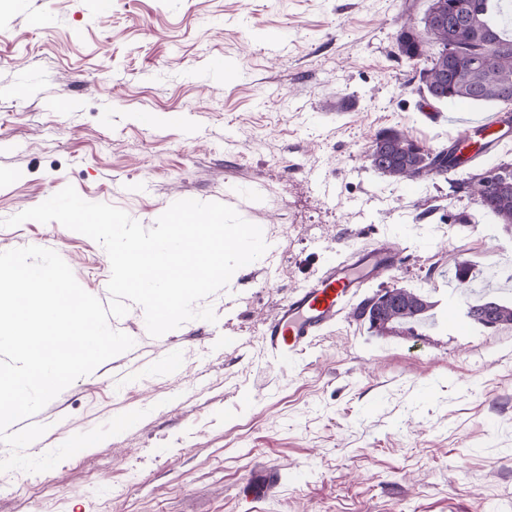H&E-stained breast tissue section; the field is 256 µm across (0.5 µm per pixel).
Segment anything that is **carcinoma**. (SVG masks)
Returning a JSON list of instances; mask_svg holds the SVG:
<instances>
[{
  "label": "carcinoma",
  "mask_w": 512,
  "mask_h": 512,
  "mask_svg": "<svg viewBox=\"0 0 512 512\" xmlns=\"http://www.w3.org/2000/svg\"><path fill=\"white\" fill-rule=\"evenodd\" d=\"M446 3V10L456 14V20L443 23L438 33L405 25L397 36V56L408 61L426 59L428 65L422 72L430 74V81L425 83V92L434 101L505 103L500 85L512 86V30L502 20L503 0ZM453 155L452 149L432 150L394 129L379 131L369 150L371 166L394 181L451 171ZM484 180L483 172L466 179L471 185H483L478 205L500 223L512 225V178L490 184ZM374 300L373 296L366 298L356 316L379 336L415 335L433 307L421 294L406 288L396 289V295L381 304ZM489 305L492 324H512L511 302L485 299L468 306L467 315L482 324Z\"/></svg>",
  "instance_id": "cac0c4a2"
}]
</instances>
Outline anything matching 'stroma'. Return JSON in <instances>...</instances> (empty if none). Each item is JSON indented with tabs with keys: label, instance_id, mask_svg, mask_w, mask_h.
<instances>
[{
	"label": "stroma",
	"instance_id": "35a3bbf8",
	"mask_svg": "<svg viewBox=\"0 0 512 512\" xmlns=\"http://www.w3.org/2000/svg\"><path fill=\"white\" fill-rule=\"evenodd\" d=\"M0 0V252H57L110 303L104 248L58 222L6 220L73 186L153 227L181 199L220 202L271 248L205 298L215 321L154 337L143 308L109 320L133 350L176 352L181 371L121 353L48 402L37 457L136 407L125 432L53 469L0 472V512H512V325L377 336L345 311L279 362L262 333L288 296L353 249L403 247L363 288L440 301L456 285L512 301L493 262L512 226L462 180L512 162V143L467 170L393 181L368 158L395 128L448 147L494 104L451 111L420 93L422 62L396 55L427 0ZM183 115L184 124L172 123ZM259 465L282 482L243 496Z\"/></svg>",
	"mask_w": 512,
	"mask_h": 512
}]
</instances>
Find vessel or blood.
<instances>
[{
  "label": "vessel or blood",
  "mask_w": 512,
  "mask_h": 512,
  "mask_svg": "<svg viewBox=\"0 0 512 512\" xmlns=\"http://www.w3.org/2000/svg\"><path fill=\"white\" fill-rule=\"evenodd\" d=\"M512 142L505 134L502 117L491 114L485 119L468 123L465 132L452 141L455 156L461 165L494 156L499 148ZM401 251L394 246L380 245L353 250L345 260L329 266L305 286L296 289L267 323L263 342L267 352L276 359L301 355L326 326L335 321L374 277L395 270ZM461 298L459 287L448 291V300L439 312L443 325L462 327L465 323L455 309ZM279 481L274 467L256 470L249 485L254 497H261Z\"/></svg>",
  "instance_id": "obj_1"
}]
</instances>
